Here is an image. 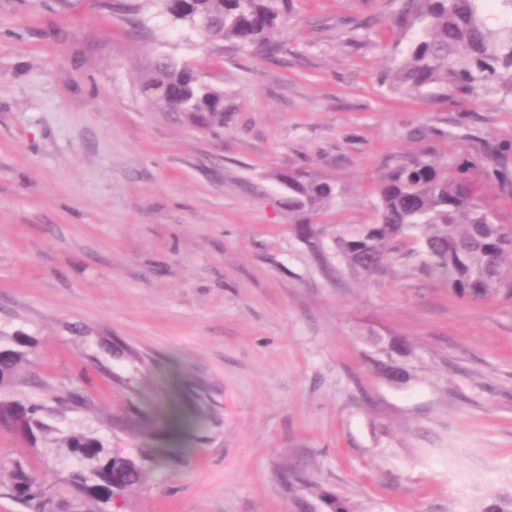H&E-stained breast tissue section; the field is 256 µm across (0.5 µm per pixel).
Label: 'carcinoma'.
I'll list each match as a JSON object with an SVG mask.
<instances>
[{
    "label": "carcinoma",
    "instance_id": "carcinoma-1",
    "mask_svg": "<svg viewBox=\"0 0 512 512\" xmlns=\"http://www.w3.org/2000/svg\"><path fill=\"white\" fill-rule=\"evenodd\" d=\"M290 2L193 0L196 12L209 20L202 30L207 40L241 49L257 46L270 55L281 48L280 23ZM393 23L406 32L416 30L393 75L397 84L437 96L450 89L473 97L493 89L512 94V0H399ZM138 82L151 102L156 88L184 100L181 114L189 124L224 125V93L192 82L187 65L159 58L153 68L141 70ZM489 153L497 156L492 175L512 188V147L492 146ZM281 180L290 183L286 205L291 213L314 214L336 194L331 182L305 171ZM295 232L327 263L322 228L298 224ZM334 248L336 260L354 277L373 278L399 265L444 284L462 299L512 297V225L500 221L496 208L476 201L470 180L425 154L387 167L377 222L336 228ZM363 341L380 356L375 369L381 378L394 386L411 381L416 354L406 338L370 332ZM9 342L11 353L0 358V390L11 386L32 349L26 336L13 335ZM44 410L41 404L0 398V415L13 417L34 445L49 431ZM61 447L79 463L66 478L67 487L88 499L109 502L143 479L141 458L107 447L92 433L73 432L61 439ZM9 465L11 495L35 504V512H47L54 497L46 493L42 472L21 461ZM283 484L290 490L315 486L309 473L297 469L284 472ZM318 497L330 512H356L335 494ZM472 512H512V488L492 493Z\"/></svg>",
    "mask_w": 512,
    "mask_h": 512
}]
</instances>
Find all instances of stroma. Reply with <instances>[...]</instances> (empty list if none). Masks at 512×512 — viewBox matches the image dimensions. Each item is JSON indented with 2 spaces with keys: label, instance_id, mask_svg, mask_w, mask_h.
Listing matches in <instances>:
<instances>
[{
  "label": "stroma",
  "instance_id": "obj_1",
  "mask_svg": "<svg viewBox=\"0 0 512 512\" xmlns=\"http://www.w3.org/2000/svg\"><path fill=\"white\" fill-rule=\"evenodd\" d=\"M133 2L0 0V332L34 341L9 394L50 427L35 445L0 428V459L56 487L68 433L144 457L140 486L69 512H296L291 466L361 512H473L512 487V298L322 265L280 182L335 185L313 219L329 244L375 223L388 164L425 150L512 225L474 164L512 143V95L396 85L395 0H293L273 58ZM158 56L223 91V126L145 100ZM370 329L414 346L407 385L378 377ZM78 390L89 406H62Z\"/></svg>",
  "mask_w": 512,
  "mask_h": 512
}]
</instances>
